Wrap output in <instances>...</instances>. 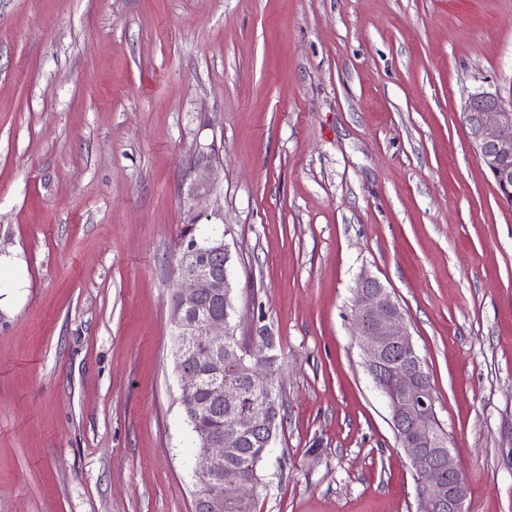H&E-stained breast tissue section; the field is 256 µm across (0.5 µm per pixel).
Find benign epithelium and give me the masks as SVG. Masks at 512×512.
<instances>
[{
  "mask_svg": "<svg viewBox=\"0 0 512 512\" xmlns=\"http://www.w3.org/2000/svg\"><path fill=\"white\" fill-rule=\"evenodd\" d=\"M464 114L470 117L467 139L485 169L498 186L499 196L512 199V103L505 104L498 92L478 90L468 97ZM214 256L224 257V271L211 263ZM231 256L221 239L196 240L185 246L179 260L181 282L173 297V320L178 326L195 318L187 327V336H197L210 349L204 364L213 382L210 390L216 404L237 410L233 429L224 434L197 432L196 456L200 465L194 470L195 484L208 488L196 495L203 512H224V498L251 497L250 485L224 486V456L242 446L243 438L261 434L264 447L276 439L273 414L258 417L241 410V393L224 383V368L247 366L253 384L267 385L275 376L274 363L254 360L248 346L224 348V336L230 328L229 305ZM355 336L362 351L366 370L387 398L398 445L413 462L416 473L426 470L447 473L431 490L418 493V512H464L467 497L465 478L455 462L453 448L441 447L435 432L426 429L436 419L435 396L428 383L406 314L387 288L375 277L363 274L354 289ZM180 377L179 402L186 419H195L200 406L197 395L203 374L187 365L182 347L175 352Z\"/></svg>",
  "mask_w": 512,
  "mask_h": 512,
  "instance_id": "1",
  "label": "benign epithelium"
}]
</instances>
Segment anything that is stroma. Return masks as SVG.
Returning <instances> with one entry per match:
<instances>
[{"label": "stroma", "instance_id": "1", "mask_svg": "<svg viewBox=\"0 0 512 512\" xmlns=\"http://www.w3.org/2000/svg\"><path fill=\"white\" fill-rule=\"evenodd\" d=\"M512 0H0V512H194L172 300L223 237L287 402L257 512H416L353 336L399 301L467 482L512 512V208L463 107Z\"/></svg>", "mask_w": 512, "mask_h": 512}]
</instances>
